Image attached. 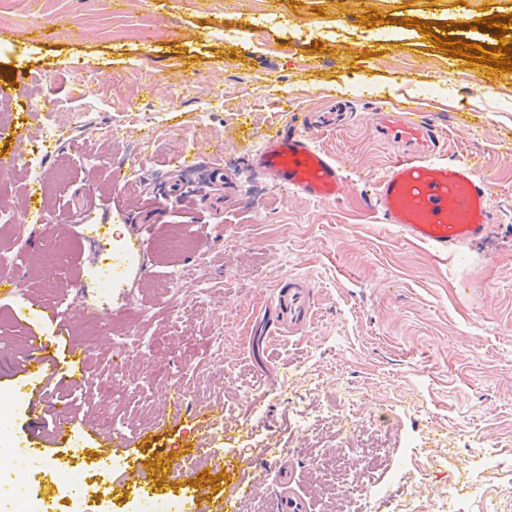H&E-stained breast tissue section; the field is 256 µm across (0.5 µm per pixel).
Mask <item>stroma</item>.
Segmentation results:
<instances>
[{
  "mask_svg": "<svg viewBox=\"0 0 512 512\" xmlns=\"http://www.w3.org/2000/svg\"><path fill=\"white\" fill-rule=\"evenodd\" d=\"M350 0H33L26 17L0 27V84L17 96L0 130V154L21 152L0 195V255L28 293L55 304L81 274L79 309L63 311L66 339L89 347L84 383L46 388L43 437L52 459L39 481L0 457V512H139L140 495L179 494L199 484L208 506L271 512L279 487L267 449L285 448L310 512H358L359 482L387 493L378 512L415 500L438 512L442 490L480 478L512 512V72L452 57L436 40L512 48V0H365L372 25L351 17ZM144 20L146 34L112 35V15ZM505 14L503 37L484 21ZM417 19L432 35L402 25ZM97 71L117 89L111 105L72 117L68 86L45 70ZM278 89H271V82ZM189 96L163 107L171 87ZM141 112L125 141L98 130L117 119L128 94ZM60 101L51 112L47 103ZM411 101L446 134L445 159L492 175L491 235L469 262L436 258L405 241L367 209L391 150L361 118L365 104ZM341 102L344 126L314 129L315 144L345 168L340 202L304 200L272 187L246 162L270 129L303 108ZM63 132L39 143L43 127ZM200 168L224 181L169 201L145 236L125 279L100 287L79 268L99 236L104 255L123 253L150 191L175 161L168 131ZM46 183L42 221L24 223L30 171ZM208 238H201V230ZM303 277L317 292L312 324L297 334L253 327L269 319L279 278ZM95 311L99 320L85 321ZM32 323L0 291V395L7 366ZM213 407L209 419L201 407ZM72 428L95 419L130 451L156 458L139 494L121 490L85 505L63 472L99 475L103 466L52 434L58 416ZM377 419L385 451L357 445L342 418ZM187 462L176 479L172 465ZM246 477L261 503L236 494Z\"/></svg>",
  "mask_w": 512,
  "mask_h": 512,
  "instance_id": "obj_1",
  "label": "stroma"
}]
</instances>
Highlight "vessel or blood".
Masks as SVG:
<instances>
[{"instance_id":"b4317fda","label":"vessel or blood","mask_w":512,"mask_h":512,"mask_svg":"<svg viewBox=\"0 0 512 512\" xmlns=\"http://www.w3.org/2000/svg\"><path fill=\"white\" fill-rule=\"evenodd\" d=\"M364 121L393 149L384 173L375 183L369 209L381 223L391 225L412 244L429 247L434 256L458 257L465 246L488 231L492 213L488 205L491 193L489 177L479 175L473 165L441 159L442 134L421 113L408 105L387 108L380 104L367 107ZM339 111L306 112L299 126L264 135L251 158V165L272 186L289 194L317 202H335L348 192L343 167L334 157L317 147L307 128L337 126ZM28 320L51 321L55 309L39 300L18 295ZM316 292L306 279L291 277L276 285L270 314L286 333L309 326L315 315ZM86 355L62 337L32 335L20 363L11 365L14 380L9 401L27 408L39 417L44 400L32 387L35 378L58 379L77 383L84 372ZM96 424L82 428L80 447L96 462L111 464L115 455L111 446L102 445Z\"/></svg>"}]
</instances>
